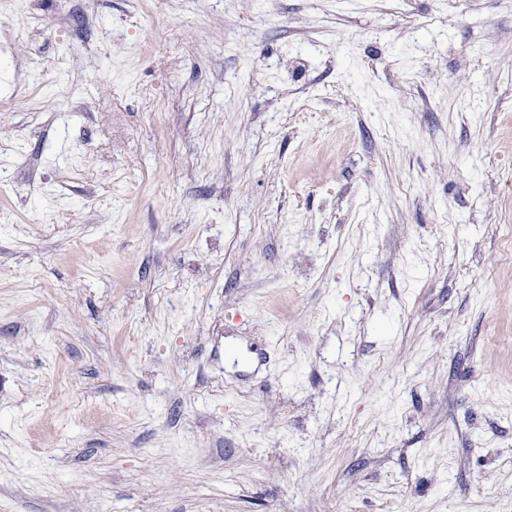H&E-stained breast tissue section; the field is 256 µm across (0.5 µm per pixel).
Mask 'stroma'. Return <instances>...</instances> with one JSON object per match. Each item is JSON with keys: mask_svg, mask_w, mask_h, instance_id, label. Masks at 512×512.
Returning <instances> with one entry per match:
<instances>
[{"mask_svg": "<svg viewBox=\"0 0 512 512\" xmlns=\"http://www.w3.org/2000/svg\"><path fill=\"white\" fill-rule=\"evenodd\" d=\"M0 24V512H512V0Z\"/></svg>", "mask_w": 512, "mask_h": 512, "instance_id": "stroma-1", "label": "stroma"}]
</instances>
